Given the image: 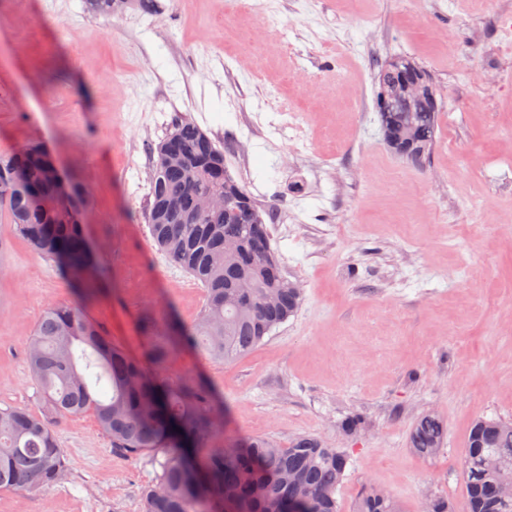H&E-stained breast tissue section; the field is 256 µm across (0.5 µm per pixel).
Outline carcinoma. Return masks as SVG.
I'll list each match as a JSON object with an SVG mask.
<instances>
[{
  "label": "carcinoma",
  "instance_id": "1",
  "mask_svg": "<svg viewBox=\"0 0 512 512\" xmlns=\"http://www.w3.org/2000/svg\"><path fill=\"white\" fill-rule=\"evenodd\" d=\"M86 3L110 18L127 0ZM408 70L436 95L425 70L399 57L379 66L376 107L388 148L421 166L435 142L440 107L393 96V83ZM153 153L145 211L150 236L159 252L205 289V307L190 326L153 344L148 360L140 362L112 343L81 306L48 305L27 346L44 405L37 411L0 408V490L60 483L67 464L53 428L90 412L112 449L130 457L162 453L161 472L142 491V512H338L335 493L349 463L346 453L314 436L286 446L262 437L235 439L205 452L221 427L212 391L195 381L173 385L162 377L168 360L185 347L224 362L249 353L297 312L302 289L284 276L251 194L219 174L224 153L195 122L175 124ZM17 165L27 168L29 185L13 183ZM56 180L38 146L23 155H0V207L9 223L34 251L56 259L89 301L109 271L91 263L73 214L56 200ZM31 185L41 189L40 200L32 199ZM214 195L224 196V209L187 219L199 199ZM444 437L443 422L424 414L410 446L432 456ZM463 463L468 512H512V493L501 488L502 473L512 471V422L477 420ZM355 512L398 508L389 493L372 488Z\"/></svg>",
  "mask_w": 512,
  "mask_h": 512
}]
</instances>
